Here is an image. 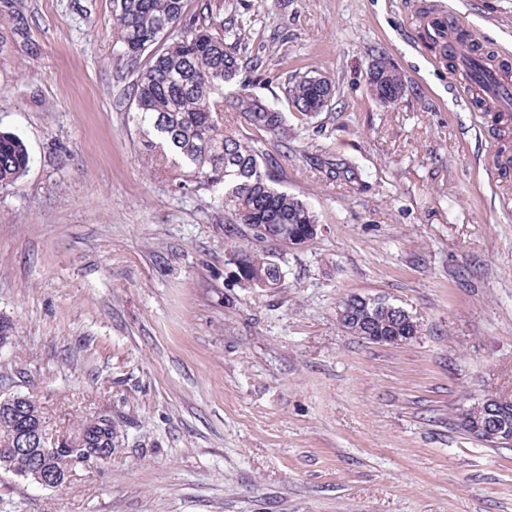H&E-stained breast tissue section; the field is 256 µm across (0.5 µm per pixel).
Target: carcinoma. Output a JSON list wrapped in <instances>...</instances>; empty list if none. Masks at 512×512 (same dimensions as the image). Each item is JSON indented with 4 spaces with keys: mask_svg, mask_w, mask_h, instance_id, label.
I'll list each match as a JSON object with an SVG mask.
<instances>
[{
    "mask_svg": "<svg viewBox=\"0 0 512 512\" xmlns=\"http://www.w3.org/2000/svg\"><path fill=\"white\" fill-rule=\"evenodd\" d=\"M8 19L11 32L28 40L24 0H0V17ZM110 27L127 64L138 69L129 99L133 119L142 132V149L159 169L171 172L175 186L218 189L232 215L224 225L225 237L242 228L251 233L249 243L232 250L240 283L248 288H278L281 270L274 256L251 242H274L313 233L317 214L303 202L272 187L273 176L260 151L236 132L224 129V112H239L251 126L274 138L288 136L283 113L252 96L243 87L224 97V84L240 69L236 47L226 42L232 27L215 32L186 14V0H112ZM143 68H138L141 60ZM372 95L383 104H394L403 95L399 73L384 59L369 71ZM332 82L321 74L300 77L289 87L295 109L312 116L332 99ZM31 164L26 142L18 135L0 132V186L17 184ZM354 323L372 336H402L408 342L419 334L412 317L400 319L393 304L377 297L364 304L353 295ZM48 423L43 407L26 396H0V469L25 479L38 467L58 468L64 459L83 460L112 453V413L106 411L81 419L68 428V438L58 448H42L37 432Z\"/></svg>",
    "mask_w": 512,
    "mask_h": 512,
    "instance_id": "carcinoma-1",
    "label": "carcinoma"
}]
</instances>
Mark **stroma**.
<instances>
[{
	"label": "stroma",
	"instance_id": "obj_1",
	"mask_svg": "<svg viewBox=\"0 0 512 512\" xmlns=\"http://www.w3.org/2000/svg\"><path fill=\"white\" fill-rule=\"evenodd\" d=\"M235 24L247 88L285 114L279 190L320 220L298 249L270 245L277 288H246L217 190L176 188L141 149L136 74L111 0H26L30 40L0 21V131L32 156L0 187V395L51 426L108 410L111 457L61 488L0 470V512H512V447L459 415L512 396V132L422 37L446 14L512 60V0H186ZM385 58L405 93L371 95ZM335 94L288 104L308 72ZM350 162L329 174L324 161ZM351 295L420 323L379 345L337 318ZM333 96L332 82L321 74L299 77L289 87L288 97L297 112L312 116L328 106Z\"/></svg>",
	"mask_w": 512,
	"mask_h": 512
}]
</instances>
